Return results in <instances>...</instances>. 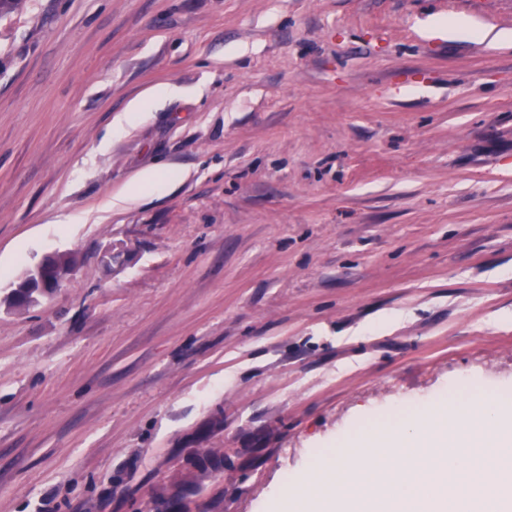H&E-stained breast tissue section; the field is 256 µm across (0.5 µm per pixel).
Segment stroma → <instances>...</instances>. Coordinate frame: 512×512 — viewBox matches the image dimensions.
<instances>
[{"instance_id":"obj_1","label":"stroma","mask_w":512,"mask_h":512,"mask_svg":"<svg viewBox=\"0 0 512 512\" xmlns=\"http://www.w3.org/2000/svg\"><path fill=\"white\" fill-rule=\"evenodd\" d=\"M501 30L512 0L0 13V298L78 262L0 301V512H275L365 419L512 399ZM167 83L182 96L113 136ZM150 168L167 185L122 198ZM181 94L182 90L174 85H163L155 88L148 99L131 102L123 113L115 117L112 123V134L118 136L124 133L139 118L140 113L148 111L153 99H172L179 97ZM53 259L54 256L44 258L34 267L27 269L19 281L20 283L38 282L40 288H18L16 286L4 297V302H8L10 305H29L38 302L47 288H54V291L60 288L64 280L75 271V267L57 269L53 264Z\"/></svg>"}]
</instances>
